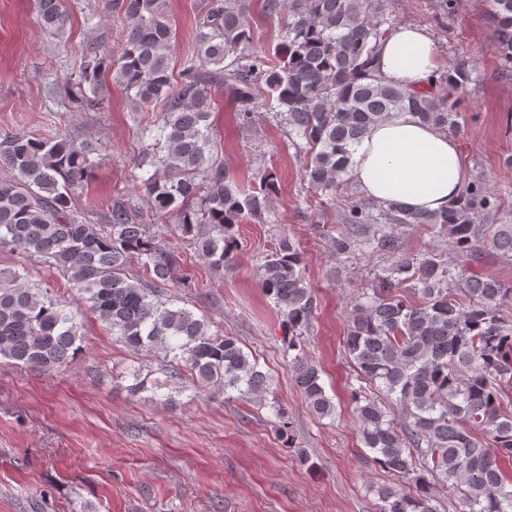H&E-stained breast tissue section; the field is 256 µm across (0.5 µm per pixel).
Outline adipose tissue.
Returning a JSON list of instances; mask_svg holds the SVG:
<instances>
[{"mask_svg":"<svg viewBox=\"0 0 512 512\" xmlns=\"http://www.w3.org/2000/svg\"><path fill=\"white\" fill-rule=\"evenodd\" d=\"M437 67L435 44L418 26L399 25L380 46L377 73L384 82L418 90L428 86ZM349 177L375 201L439 212L460 196L466 171L454 138L402 112L370 130L356 148Z\"/></svg>","mask_w":512,"mask_h":512,"instance_id":"obj_1","label":"adipose tissue"}]
</instances>
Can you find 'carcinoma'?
<instances>
[{
    "instance_id": "carcinoma-1",
    "label": "carcinoma",
    "mask_w": 512,
    "mask_h": 512,
    "mask_svg": "<svg viewBox=\"0 0 512 512\" xmlns=\"http://www.w3.org/2000/svg\"><path fill=\"white\" fill-rule=\"evenodd\" d=\"M493 43L512 63V0H487ZM103 16L129 24L120 43L93 36L79 45L83 66L75 78H56L50 90L66 112H97L115 81L142 110L160 103L153 143L141 179L157 218L192 236L197 252L216 272L233 264L241 224L266 212L279 195L275 173L242 190L214 157L210 117L212 89L240 106L237 119L252 118L255 89L264 82L276 102L271 118L288 137L305 140L310 157L304 178L332 200L347 175L355 146L369 130L399 112L453 133L458 125L454 92L472 80L470 61L457 58L430 89L412 92L372 75L380 43L392 30L371 0H265L282 17L275 57L256 50L248 23L249 0H198L195 50L181 81L172 82L175 29L167 0H101ZM35 20L49 37L68 40L66 0H35ZM84 141L55 136L0 137V249L33 259L67 277L90 308L131 349L160 347L205 385L247 401L269 391L237 340L210 333V324L156 294L181 279L180 257L151 231L143 214L119 200L107 204V223H93L71 209V196L88 184L95 160ZM486 182L467 183L459 200L439 213L410 211L397 201H351L344 222L369 231L388 224H428L448 236L462 256L488 245L512 257V224L484 233L473 211L495 207ZM350 254L361 241L348 232L332 239ZM303 255L288 235L259 265L267 296L288 321L292 348L317 307L304 279ZM455 269L423 254L400 259L386 276L355 298L346 349L358 378L396 406L364 389L352 392L360 439L371 460L412 486L376 489L379 512H439L438 489L459 493L457 512H512V285L471 275L466 288L451 287ZM78 323L21 275L0 274V356L23 367L52 371L79 349ZM295 382L319 418L335 412L321 370L298 354Z\"/></svg>"
}]
</instances>
